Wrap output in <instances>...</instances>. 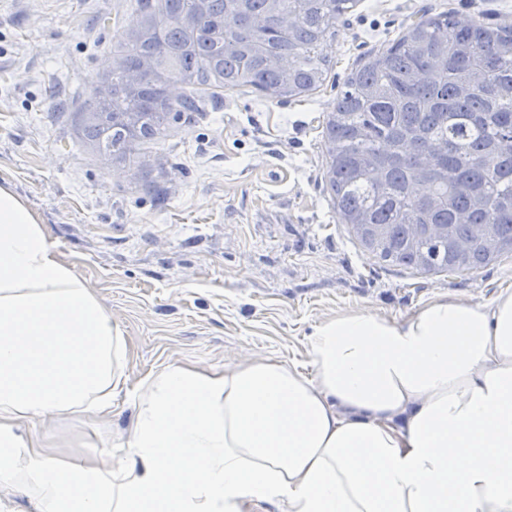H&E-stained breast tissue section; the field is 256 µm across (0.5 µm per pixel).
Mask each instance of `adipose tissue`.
Masks as SVG:
<instances>
[{"mask_svg": "<svg viewBox=\"0 0 512 512\" xmlns=\"http://www.w3.org/2000/svg\"><path fill=\"white\" fill-rule=\"evenodd\" d=\"M276 358L141 383L124 459L60 464L33 421L107 417L125 344L0 183V494L34 512H512V289L325 319Z\"/></svg>", "mask_w": 512, "mask_h": 512, "instance_id": "obj_1", "label": "adipose tissue"}]
</instances>
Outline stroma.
I'll use <instances>...</instances> for the list:
<instances>
[{
    "label": "stroma",
    "mask_w": 512,
    "mask_h": 512,
    "mask_svg": "<svg viewBox=\"0 0 512 512\" xmlns=\"http://www.w3.org/2000/svg\"><path fill=\"white\" fill-rule=\"evenodd\" d=\"M512 24V0H359L337 19L326 81L270 103L249 88L203 92L130 158L83 139L113 43L138 25L135 0H0V182L38 214L62 258L126 344L112 415L36 421L60 461L121 460L141 381L175 363L252 357L304 365L315 327L369 310L403 319L445 296L492 302L512 253L469 270L421 273L381 260L339 223L323 127L348 74L421 14Z\"/></svg>",
    "instance_id": "stroma-1"
}]
</instances>
